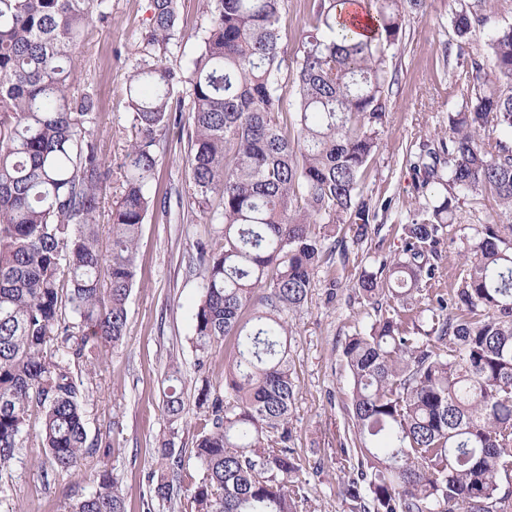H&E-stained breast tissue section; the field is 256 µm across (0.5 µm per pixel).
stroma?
<instances>
[{
  "mask_svg": "<svg viewBox=\"0 0 512 512\" xmlns=\"http://www.w3.org/2000/svg\"><path fill=\"white\" fill-rule=\"evenodd\" d=\"M313 0H286L279 33L287 51L282 67V96L294 98L292 75L304 34L310 28ZM463 0H427V11L410 15L400 43L393 49L390 108L380 149L363 180L374 204L390 201L380 213L378 234L349 247L346 265L317 268L308 301L292 321L291 368L296 384L290 428L291 446L308 471L315 512H344L343 475L339 468L351 381L342 355L348 336L368 321V307L353 283L362 271L377 270L393 259L402 242L394 226L418 201L413 173L406 161L409 146L443 131L449 113L467 99L461 79L464 60L487 61V41L494 26L512 23V0H496L491 27L458 50L454 17ZM179 37L165 62L186 67L200 47L210 22L202 0H178ZM110 16L85 35L76 74L79 88L98 99L102 154L113 166L112 181L100 204L101 224L122 193L120 169L130 135L131 114L124 94L128 73L143 48L151 16L150 0H109ZM188 117L170 125L160 145L161 165L152 186L157 203L142 226L139 267L128 301L123 342L107 348L90 375L85 402L89 439L108 438L110 455L93 454L76 478L62 477L51 466H30L40 456L37 442L24 443L22 462L11 471L0 512H67L76 495L89 491L102 470L117 476L128 512H144L150 498L148 474L160 464L158 440L167 433L162 413L164 372L171 358L182 364L187 420L172 435L175 447L190 450L204 425L193 410L203 377H220L231 341L214 346L209 364L198 368L192 347V314L201 295L203 275L190 267L197 240L211 237L213 227L188 205L190 173L186 164ZM512 218L490 198H461L456 220L446 228L439 247L440 287L461 269L478 224H505Z\"/></svg>",
  "mask_w": 512,
  "mask_h": 512,
  "instance_id": "obj_1",
  "label": "stroma"
}]
</instances>
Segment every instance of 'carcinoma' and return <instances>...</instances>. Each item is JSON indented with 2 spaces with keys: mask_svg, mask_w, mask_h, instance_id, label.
<instances>
[{
  "mask_svg": "<svg viewBox=\"0 0 512 512\" xmlns=\"http://www.w3.org/2000/svg\"><path fill=\"white\" fill-rule=\"evenodd\" d=\"M427 0H315L296 61L293 133L279 119L283 0H204L210 27L191 66H168L177 0H151L142 56L125 87L132 137L108 248L98 212L112 170L103 159L94 92L76 88V45L108 18L107 0H0V477L19 459L35 410L36 435L57 473L76 476L88 441L83 378L102 346L122 343L138 242L155 201L158 147L191 112L189 205L216 225L190 262L203 271L193 315L198 366L233 339L218 384L202 380L188 471L159 440L152 498L188 512H312L309 480L290 448L295 394L289 319L332 259L316 228L342 224L359 244L377 205L361 181L389 112L386 52L406 15ZM371 20L357 39L347 16ZM488 20L454 19L467 44ZM491 73L464 71L466 106L449 132L409 152L416 189L442 191L399 227L402 254L353 285L374 320L348 337L352 388L343 449L347 512H512V224L475 228L473 256L448 292L435 291L438 246L459 196H487L512 216V24L489 39ZM171 362L163 414L173 433L186 409ZM70 512H126L116 477L99 474Z\"/></svg>",
  "mask_w": 512,
  "mask_h": 512,
  "instance_id": "cac0c4a2",
  "label": "carcinoma"
}]
</instances>
